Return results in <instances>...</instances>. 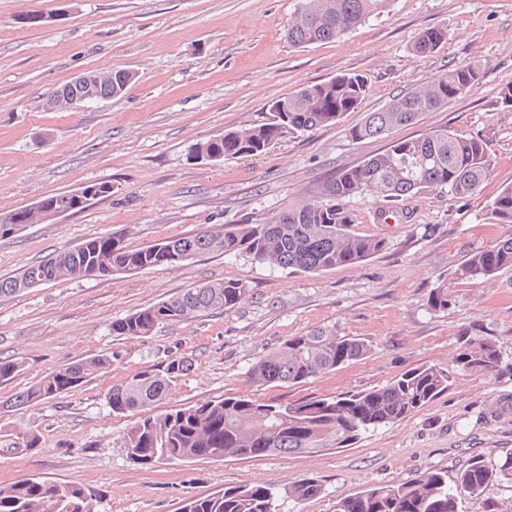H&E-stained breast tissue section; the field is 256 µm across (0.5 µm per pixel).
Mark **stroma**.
Instances as JSON below:
<instances>
[{
	"label": "stroma",
	"mask_w": 512,
	"mask_h": 512,
	"mask_svg": "<svg viewBox=\"0 0 512 512\" xmlns=\"http://www.w3.org/2000/svg\"><path fill=\"white\" fill-rule=\"evenodd\" d=\"M301 0H0V214L92 182L110 196L0 238V276L103 235L142 248L227 224L261 223L303 203L336 172L383 152L391 141L445 126L484 139L491 154L478 194L440 190L379 207L352 200L357 233L387 248L352 267L295 273L247 257L210 254L177 268L60 279L0 299V358L20 372L0 384V401L62 366L95 355L109 371L75 391L0 409V436L34 432L35 448L0 447V482L41 477L86 492L93 512H181L185 499L260 484L275 491L318 478L323 494L286 501L283 512H335L339 499L399 484L431 470L449 475L472 459L498 467L512 458V378L461 371L459 337L496 343L512 361V270L461 281L451 274L470 251L512 226L492 224L488 205L512 185V0H388L354 33L297 47L289 21ZM42 15L40 25L26 16ZM444 27L445 42L421 56L416 35ZM479 63L483 78L447 106L383 138L351 140L365 113L385 108L448 67ZM128 69L120 97L72 109L49 107L58 86L90 71ZM369 89L357 111L332 125L290 133L266 152L211 163L194 144L262 123L271 101L340 73ZM447 276L448 307L428 294ZM237 280L248 293L234 309L159 327L143 338L111 324L205 282ZM316 327L368 342L369 355L297 386H261L248 370L287 337ZM190 361L171 404L227 396L282 403L385 385L423 365L447 370L445 392L411 417L321 452L237 460L131 463L124 433L134 414H113L107 390L168 359ZM458 512H512V475L487 485Z\"/></svg>",
	"instance_id": "1"
}]
</instances>
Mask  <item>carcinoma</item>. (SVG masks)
Wrapping results in <instances>:
<instances>
[{
	"mask_svg": "<svg viewBox=\"0 0 512 512\" xmlns=\"http://www.w3.org/2000/svg\"><path fill=\"white\" fill-rule=\"evenodd\" d=\"M386 0H303L298 17L286 36L296 46L340 38L379 14ZM445 30L421 31L413 51L433 53L443 43ZM481 67L456 66L437 75L423 88L392 100L384 109L369 112L347 130L357 141L383 137L392 129L410 126L427 112H435L463 91L478 85ZM136 74L112 70V79L94 85L100 100L121 96ZM368 91L367 79L342 73L327 81L307 85L275 100L267 121L228 131L196 144L197 154L220 162L227 157L250 156L269 149L290 131H310L334 124L359 108ZM85 87L67 82L57 87L49 105L61 98L84 96ZM491 165L485 140L463 136L447 128L415 138L396 140L382 153L336 173L323 188V200L306 201L276 212L262 224H226L222 230H201L190 236H172L144 248H130L117 236H98L33 264L15 276L0 278V298L15 296L32 287L61 278H82L89 269L131 272L176 267L204 254L246 256L291 272L319 273L358 265L386 250L385 239L364 236L351 229L355 217L352 199L371 196L380 202L409 199L428 189H444L454 198L476 194ZM112 194L105 182L91 183L76 192L41 199L55 210L76 212L92 199ZM494 224H512V185L503 187L489 204ZM0 223L6 237L37 218L21 207ZM512 270V233L492 245L467 255L454 271L457 280L489 278ZM247 288L224 280L193 285L179 294L112 322V334L145 337L159 326L196 318L212 310L237 306ZM433 310L448 308V279L442 278L429 294ZM370 346L359 338L339 336L326 328L286 338L279 348L260 358L250 369L251 380L270 387L296 386L317 375L361 360ZM456 362L465 371L512 377L495 343L462 338ZM112 359L98 355L69 364L39 378L26 390L0 404L13 408L52 400L108 370ZM184 358L168 360L160 368L147 367L112 385L105 399L112 413L124 415L166 403L178 379L190 370ZM448 371L436 366L410 369L387 384L354 393L301 399L286 404L242 396L226 397L171 408L137 421L124 436L126 456L142 468L162 460H241L278 455L313 453L327 446L346 444L361 433L409 417L448 388ZM512 471V460L498 470L474 461L448 480V473L432 470L399 484L369 488L336 502V512H457L458 500L479 499L495 478ZM324 493L321 482L305 478L284 488L278 496L261 486H234L224 493L186 500L182 512H280V502L305 501ZM74 504L89 505L83 489L25 478L0 483V512H68Z\"/></svg>",
	"mask_w": 512,
	"mask_h": 512,
	"instance_id": "obj_1",
	"label": "carcinoma"
}]
</instances>
